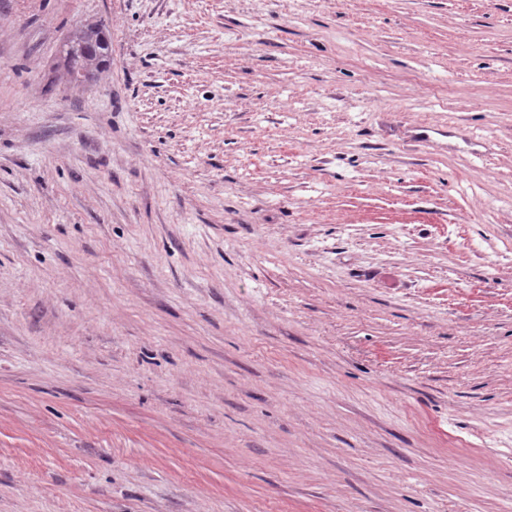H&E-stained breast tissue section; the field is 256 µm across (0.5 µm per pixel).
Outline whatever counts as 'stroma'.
<instances>
[{"instance_id": "1", "label": "stroma", "mask_w": 512, "mask_h": 512, "mask_svg": "<svg viewBox=\"0 0 512 512\" xmlns=\"http://www.w3.org/2000/svg\"><path fill=\"white\" fill-rule=\"evenodd\" d=\"M0 512H512V0H0Z\"/></svg>"}]
</instances>
